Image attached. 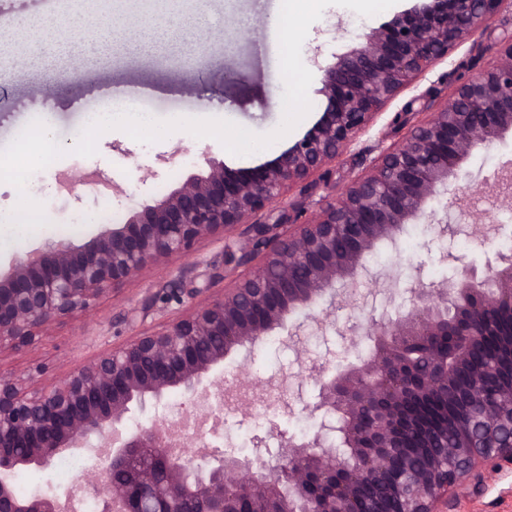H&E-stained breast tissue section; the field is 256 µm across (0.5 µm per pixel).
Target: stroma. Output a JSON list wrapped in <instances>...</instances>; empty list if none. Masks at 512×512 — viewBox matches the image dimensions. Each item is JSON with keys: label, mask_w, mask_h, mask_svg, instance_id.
Returning a JSON list of instances; mask_svg holds the SVG:
<instances>
[{"label": "stroma", "mask_w": 512, "mask_h": 512, "mask_svg": "<svg viewBox=\"0 0 512 512\" xmlns=\"http://www.w3.org/2000/svg\"><path fill=\"white\" fill-rule=\"evenodd\" d=\"M413 0H397L384 12L363 17L351 9L331 5L314 22L303 43L301 57L314 79L308 90L309 113L287 135L268 148L247 156L228 153L213 138H195L176 131L145 145L125 132L110 130L97 140L91 157L73 154L72 148L88 114L104 103L120 107L129 93L142 91L153 99L151 113L160 119L201 114L231 120L251 131L271 133L282 122L284 84L279 71V46L275 22L280 0H195L192 11L199 28H184V43L204 42V69L163 62L151 54H115L105 65L93 68L87 60L69 54L55 70L38 68L19 58L0 75V93L6 104L0 108V151L31 122L35 112L53 118V137L68 151L67 168L74 181L62 182L59 169L40 170L37 181L25 192L43 206L48 225L24 234L14 228L0 232V267L14 258L42 247L49 240L79 244L101 225L99 206L110 202L115 213L146 203L179 180L205 169L207 160L246 169L274 159L311 128L319 118L322 96L320 68L333 56L349 50L356 35L366 28L390 20L410 8ZM512 37V20L497 18L453 54V64H439L414 84L404 88L378 114L357 145L339 155L307 185L292 188L279 212L290 223H301L302 212L338 198L346 186L362 175L378 154L379 145L401 143L419 123L427 120L451 90L476 75L487 63L485 48ZM246 75L245 81L229 80L225 69ZM512 160V135L489 152L473 153L464 168L465 180L451 184L471 203L468 223L494 224L482 241L462 237L446 242L434 225L409 224L396 245L379 244L369 263L379 273L391 276L401 290L392 299L374 292V283L363 286L361 299L337 304L323 331H305L295 346L283 341L257 344L249 354H232L224 360L215 379H238L243 383L242 401L226 410L217 432L206 438L221 452L250 456L255 441L278 430L294 439H310L318 431L321 413L312 410L324 380L345 373L366 361L373 342L366 336L350 335L351 327H367L380 315L405 313L409 297L405 291L416 272L436 282L447 281L462 267L483 265L503 253V239L512 235V204L494 188L499 168ZM97 175L100 183H83L85 175ZM124 194L113 198L111 184ZM84 223H75L76 215ZM451 251V261H442V251ZM193 268L198 284L209 274L223 271L222 243L200 240L193 254L153 267L147 273L108 291L92 309L78 310L57 322L48 336L33 347L0 354V371L37 382L58 379L99 352L126 343L137 332L159 326L185 312L187 302L175 299L183 285L180 272ZM479 495L470 487L456 490L449 512H512V464L483 468Z\"/></svg>", "instance_id": "1"}]
</instances>
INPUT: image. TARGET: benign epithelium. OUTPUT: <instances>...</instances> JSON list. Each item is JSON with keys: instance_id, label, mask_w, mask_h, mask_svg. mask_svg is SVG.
Masks as SVG:
<instances>
[{"instance_id": "benign-epithelium-1", "label": "benign epithelium", "mask_w": 512, "mask_h": 512, "mask_svg": "<svg viewBox=\"0 0 512 512\" xmlns=\"http://www.w3.org/2000/svg\"><path fill=\"white\" fill-rule=\"evenodd\" d=\"M512 0H419L357 36L322 72L324 109L273 161L246 171L214 160L75 246L49 241L0 273V353L35 344L59 320L91 308L110 288L188 256L206 236L244 227L224 267L253 264L213 300L199 302L59 380L0 371V512H79L78 492L18 497L11 475L46 468L65 452L104 455L84 477L101 512H448V494L481 465L512 464V256L464 267L448 282L417 273L410 308L362 335L374 352L321 386L324 420L311 439L259 441L255 459L219 451L195 462L187 423L135 432L127 415L179 391L224 412L210 377L224 358L258 344L288 316L321 302L332 310L374 277L369 254L424 217L453 240L468 227L430 210L463 163L512 134V39L458 84L405 141L381 152L339 200L301 224L270 222L289 190L355 144L378 111L448 60ZM350 460L335 451L336 439Z\"/></svg>"}]
</instances>
